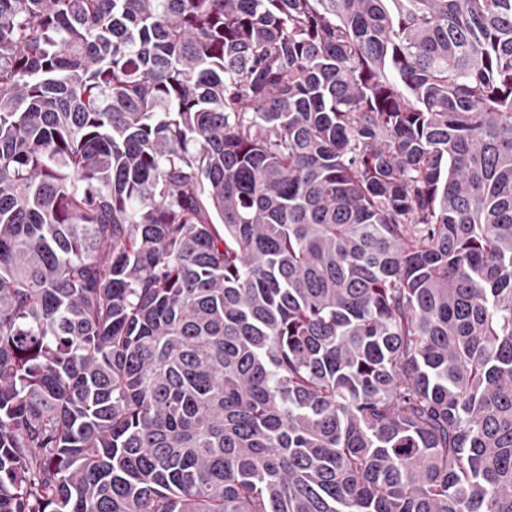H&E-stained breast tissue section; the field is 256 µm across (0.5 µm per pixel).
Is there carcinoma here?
I'll use <instances>...</instances> for the list:
<instances>
[{"label": "carcinoma", "mask_w": 512, "mask_h": 512, "mask_svg": "<svg viewBox=\"0 0 512 512\" xmlns=\"http://www.w3.org/2000/svg\"><path fill=\"white\" fill-rule=\"evenodd\" d=\"M0 512H512V0H0Z\"/></svg>", "instance_id": "1"}]
</instances>
